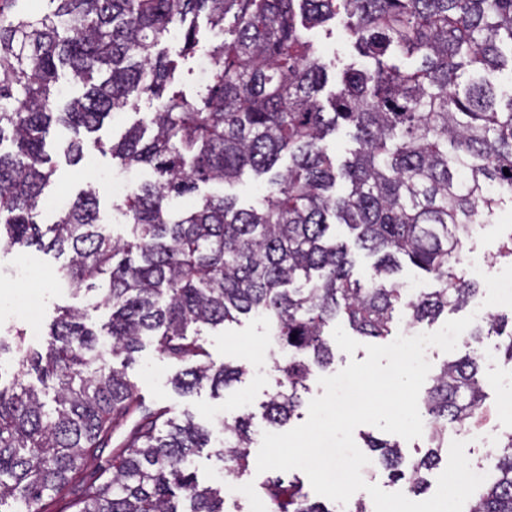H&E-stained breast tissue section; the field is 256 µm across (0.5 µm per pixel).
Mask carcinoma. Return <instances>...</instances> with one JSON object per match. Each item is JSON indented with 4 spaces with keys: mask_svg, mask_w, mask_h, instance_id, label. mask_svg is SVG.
Here are the masks:
<instances>
[{
    "mask_svg": "<svg viewBox=\"0 0 512 512\" xmlns=\"http://www.w3.org/2000/svg\"><path fill=\"white\" fill-rule=\"evenodd\" d=\"M17 2L0 0V250L66 256L58 279L99 296L93 309L107 319L98 327L86 309L60 311L42 352L24 347L22 330L12 342L0 336V355L14 353L17 367L8 387L0 370V512H45V499L62 492L74 512H227L192 471L210 431L171 406L146 405L108 357L131 364L150 339L184 366L171 381L177 394L205 385L217 393L246 367L211 362L201 328L262 316L282 350L264 419L280 427L309 377L334 359L330 324L384 342L400 311L416 327L477 301L463 265L469 226L512 201V92L499 95L490 78L507 69L512 79V0H50L52 12L26 14ZM190 16L224 40L200 45ZM338 16L363 63L335 73L323 102L330 65L309 33ZM175 28L176 60L156 51ZM195 57L205 65L196 94L173 90L178 60ZM65 70L83 93L62 104ZM143 97L155 101L152 112L108 148L94 140L120 168L153 172L116 206L132 237L99 230L93 186L54 223L39 224L55 173L45 148L51 123L70 130L57 154L76 166L86 138ZM341 125L357 148L338 165L326 138ZM247 171L268 176L267 194L252 205L222 192L175 212L173 199L233 185ZM338 226L375 257L364 281ZM401 257L435 287L413 295L398 287ZM510 322L492 314L469 337L500 336ZM480 360L473 349L433 376L418 406L429 445L422 456L365 438L409 492L426 488L448 426L480 423ZM32 373L53 390L52 404L23 382ZM223 428L215 455L238 478L249 467L252 417ZM493 457L467 512H512V432ZM263 495L274 512H336L296 477L268 480Z\"/></svg>",
    "mask_w": 512,
    "mask_h": 512,
    "instance_id": "carcinoma-1",
    "label": "carcinoma"
}]
</instances>
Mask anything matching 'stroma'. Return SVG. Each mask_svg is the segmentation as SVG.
Instances as JSON below:
<instances>
[{
	"label": "stroma",
	"instance_id": "obj_1",
	"mask_svg": "<svg viewBox=\"0 0 512 512\" xmlns=\"http://www.w3.org/2000/svg\"><path fill=\"white\" fill-rule=\"evenodd\" d=\"M122 175L128 176L137 185L151 177L145 169L122 170L110 154L91 147L86 150L79 166L59 164L45 195L49 198L73 199L86 189L89 177H96L100 190L98 223L112 237L126 239L131 235V226L119 211L113 209L114 198L107 184L109 178ZM511 234L512 204L506 202L501 204L484 228L473 235L469 242L470 255L480 259L479 266L473 268L472 274L480 285L481 299L491 304L497 312L512 311V302L501 298L497 290L499 282L512 279V258L498 254L501 242ZM60 264V259L53 254L33 247L21 252H0V333L10 327L22 329L27 345L40 350L45 345L48 327L58 307L82 308L87 305L88 296L73 294L68 289L56 287L54 281L49 280V273L56 271ZM23 266L33 272L31 281L19 279L18 270ZM30 288L39 291L41 295L40 309L33 319L14 305L15 298ZM201 340L214 363H241L247 368L241 380L224 393L213 394L205 386L185 396L177 395L169 381L178 372V365L149 343L137 354L135 362L127 367L126 373L147 405L175 406L177 411L188 412L195 422L211 429L210 445L197 453L194 466L201 484L221 492L225 489L224 464L215 454L216 448L224 441L221 422L249 413L253 416L255 428L259 432H267L268 426L262 417L263 404L276 388L279 373L275 361L279 359L280 353L275 350L269 357L252 358L253 348L269 340L266 324L259 318H249L242 323L216 329H204ZM503 342V337L489 335L483 337L481 343L482 348L490 352L489 357L481 361V375L487 392L486 407L491 411L487 425L497 437L512 429V417L494 412L499 399H512V386L506 383L512 370L504 366L501 358Z\"/></svg>",
	"mask_w": 512,
	"mask_h": 512
}]
</instances>
